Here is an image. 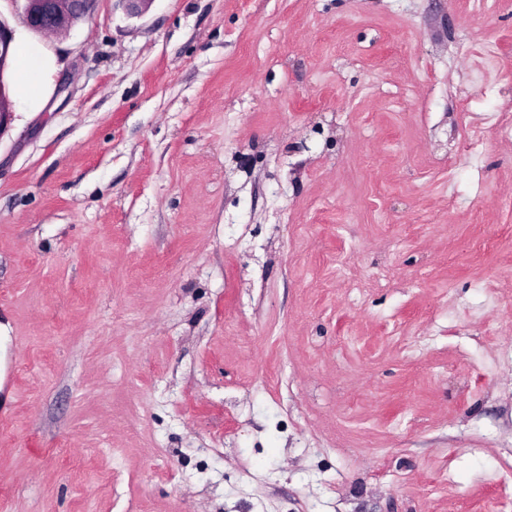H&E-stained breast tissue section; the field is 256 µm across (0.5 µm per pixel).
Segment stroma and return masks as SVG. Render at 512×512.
Instances as JSON below:
<instances>
[{"label":"stroma","mask_w":512,"mask_h":512,"mask_svg":"<svg viewBox=\"0 0 512 512\" xmlns=\"http://www.w3.org/2000/svg\"><path fill=\"white\" fill-rule=\"evenodd\" d=\"M0 17L5 512H498L512 0ZM15 40V33L12 27L8 24L5 19L0 17V131L4 125H7L9 119V108L1 106V100L3 99L6 103V99L3 98V91L6 85V72L9 67V60L13 53V44ZM19 76L20 82L31 96L39 92L42 82V71L41 69H36L35 61L31 57H26L25 55L22 57Z\"/></svg>","instance_id":"stroma-1"}]
</instances>
